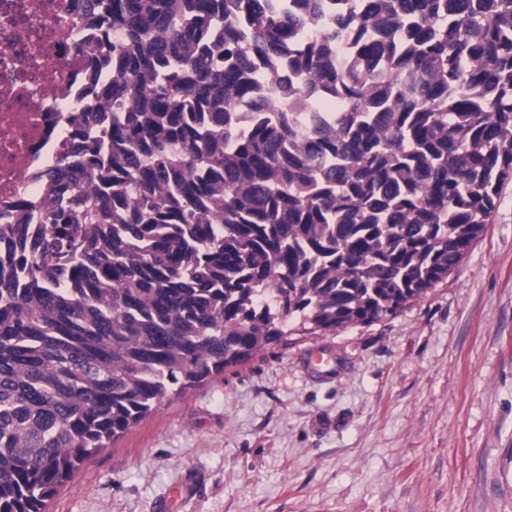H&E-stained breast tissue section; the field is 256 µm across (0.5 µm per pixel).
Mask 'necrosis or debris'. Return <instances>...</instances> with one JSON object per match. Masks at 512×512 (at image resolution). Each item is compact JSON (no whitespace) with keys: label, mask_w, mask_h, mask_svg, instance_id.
<instances>
[{"label":"necrosis or debris","mask_w":512,"mask_h":512,"mask_svg":"<svg viewBox=\"0 0 512 512\" xmlns=\"http://www.w3.org/2000/svg\"><path fill=\"white\" fill-rule=\"evenodd\" d=\"M74 0H0V229L37 224L77 175L71 105L91 97L94 25Z\"/></svg>","instance_id":"obj_1"}]
</instances>
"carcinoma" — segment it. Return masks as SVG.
<instances>
[{
	"mask_svg": "<svg viewBox=\"0 0 512 512\" xmlns=\"http://www.w3.org/2000/svg\"><path fill=\"white\" fill-rule=\"evenodd\" d=\"M90 2L79 175L0 231V512L290 321L425 296L512 175V0Z\"/></svg>",
	"mask_w": 512,
	"mask_h": 512,
	"instance_id": "cac0c4a2",
	"label": "carcinoma"
}]
</instances>
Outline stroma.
I'll list each match as a JSON object with an SVG mask.
<instances>
[{"label": "stroma", "mask_w": 512, "mask_h": 512, "mask_svg": "<svg viewBox=\"0 0 512 512\" xmlns=\"http://www.w3.org/2000/svg\"><path fill=\"white\" fill-rule=\"evenodd\" d=\"M333 352L344 373L300 356ZM512 512V180L429 293L171 396L86 460L48 512Z\"/></svg>", "instance_id": "1"}]
</instances>
